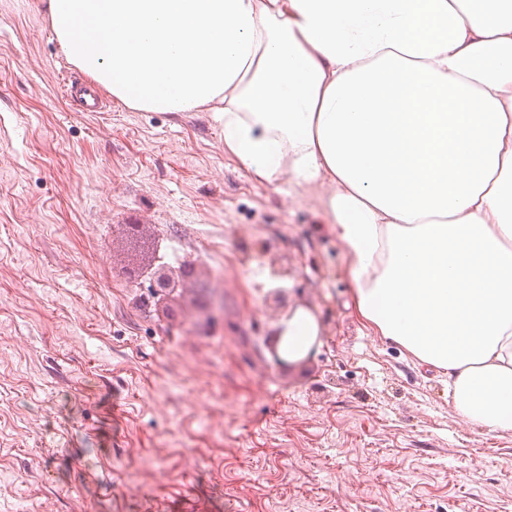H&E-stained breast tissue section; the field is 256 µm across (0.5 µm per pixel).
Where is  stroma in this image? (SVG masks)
<instances>
[{
    "mask_svg": "<svg viewBox=\"0 0 512 512\" xmlns=\"http://www.w3.org/2000/svg\"><path fill=\"white\" fill-rule=\"evenodd\" d=\"M80 74L0 0V512H512V432L369 335L315 194L209 111H77ZM149 264L193 271L144 308ZM299 306L321 336L283 365Z\"/></svg>",
    "mask_w": 512,
    "mask_h": 512,
    "instance_id": "35a3bbf8",
    "label": "stroma"
}]
</instances>
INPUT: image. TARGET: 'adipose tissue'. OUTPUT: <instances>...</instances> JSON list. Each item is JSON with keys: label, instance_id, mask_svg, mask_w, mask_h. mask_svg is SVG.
Instances as JSON below:
<instances>
[{"label": "adipose tissue", "instance_id": "1", "mask_svg": "<svg viewBox=\"0 0 512 512\" xmlns=\"http://www.w3.org/2000/svg\"><path fill=\"white\" fill-rule=\"evenodd\" d=\"M134 110L207 109L261 184L317 189L355 316L512 432V0H44ZM320 335L280 325L296 363Z\"/></svg>", "mask_w": 512, "mask_h": 512}]
</instances>
